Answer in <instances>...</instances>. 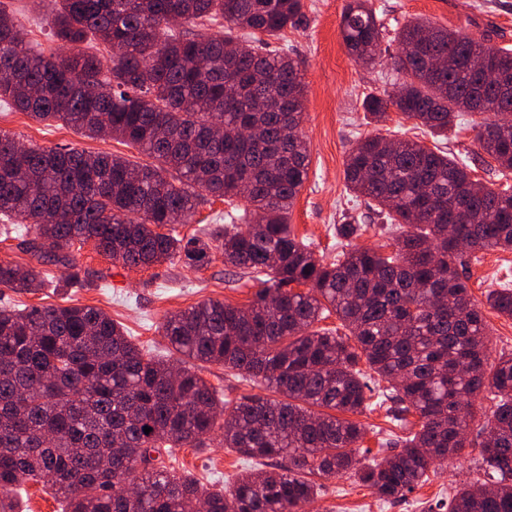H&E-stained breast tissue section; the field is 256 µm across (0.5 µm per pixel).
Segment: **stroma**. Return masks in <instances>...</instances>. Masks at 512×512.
Masks as SVG:
<instances>
[{
    "instance_id": "1",
    "label": "stroma",
    "mask_w": 512,
    "mask_h": 512,
    "mask_svg": "<svg viewBox=\"0 0 512 512\" xmlns=\"http://www.w3.org/2000/svg\"><path fill=\"white\" fill-rule=\"evenodd\" d=\"M24 28L32 47L50 48L49 10L34 9L32 0H0ZM349 0H305L306 17L300 27L286 29L285 42L292 51L306 84L302 131L306 137L310 165L308 179L290 215V224L315 257L328 261L336 255V226L345 215L367 210L365 197L350 193L344 180L347 155L353 144L366 136L410 138L434 146V139L416 129L414 120L389 109L377 122L364 111L365 96L395 92L398 83L390 65L360 66L349 57L340 35L342 13ZM378 19L394 31L407 19L422 17L448 29L482 37L491 33L495 45L512 47V0H371ZM0 133L40 147H75L90 153L129 157L143 163L146 155L121 141L82 136L59 123H43L0 103ZM447 150L465 160L480 183L498 187L512 185V171L501 174L494 161L476 155L478 144L470 115L449 133ZM79 283L69 281L66 268L46 266L47 284L35 293H18L0 287V307L94 306L119 323L143 350L169 358L173 351L162 334L166 318L206 300L232 305L249 304L256 290L253 282L225 267L219 250L210 261L192 267L182 261H167L149 267H124L100 254L92 244L76 252ZM469 290L484 301L489 289L512 278V250H483L469 264ZM197 371L213 385L219 399L234 401L247 395H263L264 385H254L220 364L200 363ZM480 449L467 448L463 458L430 475L428 481L402 500H382L354 478L339 475L321 478L316 499L299 512H429L438 501L447 500L461 483L484 480L479 466ZM164 466L176 474H191L201 484L217 488L232 483L251 462L212 439L210 448L177 449L164 457Z\"/></svg>"
}]
</instances>
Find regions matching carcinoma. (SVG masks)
<instances>
[{"instance_id":"obj_1","label":"carcinoma","mask_w":512,"mask_h":512,"mask_svg":"<svg viewBox=\"0 0 512 512\" xmlns=\"http://www.w3.org/2000/svg\"><path fill=\"white\" fill-rule=\"evenodd\" d=\"M55 2L63 56L20 54L25 33L0 7V101L156 163L0 133V216L34 225L27 251L71 279L80 275L71 248L90 239L127 267L175 256L201 267L221 250L225 266L256 282L250 303L200 302L167 316L163 336L175 361L222 364L274 396L221 403L196 371L173 374L175 361L143 353L93 306L1 307L0 512H20L17 487L29 480L66 512H295L315 499L316 478L347 473L397 499L463 455L473 425L494 483L461 487L448 512H512V355L488 364L481 304L458 270L468 252L512 249V187L481 186L466 163L417 140L368 136L348 153L346 188L386 221L392 252L343 248L326 263L289 224L308 178L305 83L288 49L269 43L301 23L303 0ZM219 18L224 30H197ZM340 35L355 63L383 64L384 29L368 0H349ZM395 41L400 89L365 97L364 111L379 121L393 106L444 138L462 113L480 114V150L512 171V98L492 78L512 74V48L421 17ZM212 198L232 205L224 231L206 241L156 231L188 223ZM367 229L338 224L336 238ZM44 285L42 271L0 262L1 287ZM486 305L512 318V286L490 291ZM332 313L347 334L318 326ZM377 379L396 426L413 417L418 429L367 462L353 416L369 408ZM484 392L491 414L478 424L473 400ZM219 415L224 447L254 469L224 488L169 471L163 454L209 447Z\"/></svg>"}]
</instances>
